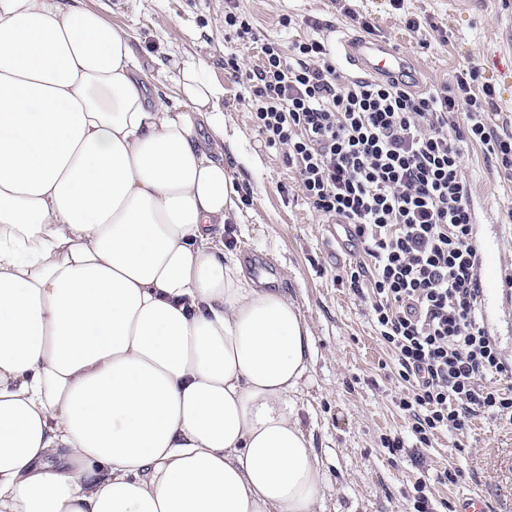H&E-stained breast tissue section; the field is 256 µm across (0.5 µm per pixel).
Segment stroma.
<instances>
[{
  "label": "stroma",
  "instance_id": "obj_1",
  "mask_svg": "<svg viewBox=\"0 0 512 512\" xmlns=\"http://www.w3.org/2000/svg\"><path fill=\"white\" fill-rule=\"evenodd\" d=\"M103 9L132 37L147 82L166 83L173 59L202 58L209 77L224 87V161L239 193L238 209L224 226V245L238 259L269 258L266 270L245 267L257 286L291 296L309 326L312 362L293 399L303 426L326 467V512H412L416 480L429 484L435 501L457 512L462 499L481 494L490 512H512V421L475 418L467 430L437 433L431 447L413 445L410 424L396 405L398 383L389 349L344 271L365 258L346 251L295 187L282 153L255 131L241 87L224 70L236 57L251 67L259 48L224 31V0H86ZM481 10H449L448 0H238L262 35L291 42L324 39L342 75L352 68L337 54L339 39L358 34L357 17L397 44L415 63L414 88L450 83L464 66L477 65L495 88L491 122L512 135V82L490 67L498 53L512 54V0H481ZM415 28H408V21ZM465 174L475 208H490L501 231L502 260L512 266V171L495 167L479 146L464 150ZM401 438L389 452L382 440ZM461 473L442 480L447 466Z\"/></svg>",
  "mask_w": 512,
  "mask_h": 512
}]
</instances>
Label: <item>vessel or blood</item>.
Masks as SVG:
<instances>
[{"mask_svg": "<svg viewBox=\"0 0 512 512\" xmlns=\"http://www.w3.org/2000/svg\"><path fill=\"white\" fill-rule=\"evenodd\" d=\"M341 52L357 72L378 78L401 76L410 66L409 57L395 44L378 36H354L343 40ZM500 239L475 234L474 249L479 268L480 300L497 296L502 307H512V288L506 273L497 263Z\"/></svg>", "mask_w": 512, "mask_h": 512, "instance_id": "1", "label": "vessel or blood"}]
</instances>
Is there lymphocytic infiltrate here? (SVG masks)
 Here are the masks:
<instances>
[{
	"mask_svg": "<svg viewBox=\"0 0 512 512\" xmlns=\"http://www.w3.org/2000/svg\"><path fill=\"white\" fill-rule=\"evenodd\" d=\"M224 27L260 46L255 66L224 63L247 92L257 134L283 150L312 209L352 225L372 261L346 276L372 290L367 310L393 355L397 406L416 442L430 447L479 416L512 421V389L485 383L511 375L512 362L479 317L462 165L465 147L479 145L512 169V136L490 124L493 87L473 66L423 93L406 81L341 76L324 42L261 38L236 0H225Z\"/></svg>",
	"mask_w": 512,
	"mask_h": 512,
	"instance_id": "obj_1",
	"label": "lymphocytic infiltrate"
}]
</instances>
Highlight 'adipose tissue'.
Returning a JSON list of instances; mask_svg holds the SVG:
<instances>
[{
  "label": "adipose tissue",
  "mask_w": 512,
  "mask_h": 512,
  "mask_svg": "<svg viewBox=\"0 0 512 512\" xmlns=\"http://www.w3.org/2000/svg\"><path fill=\"white\" fill-rule=\"evenodd\" d=\"M205 69L164 101L85 0H0V512H325L312 334L224 250Z\"/></svg>",
  "instance_id": "obj_1"
}]
</instances>
